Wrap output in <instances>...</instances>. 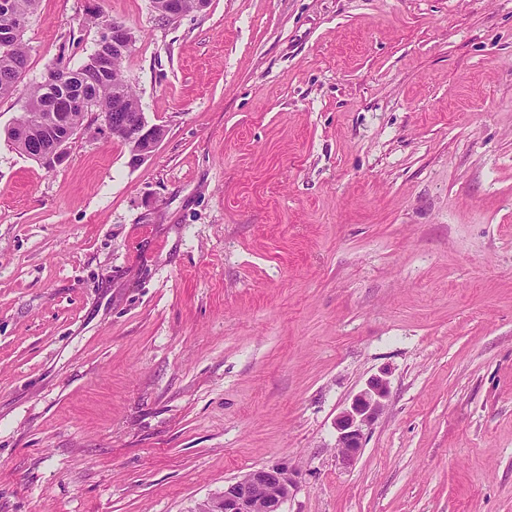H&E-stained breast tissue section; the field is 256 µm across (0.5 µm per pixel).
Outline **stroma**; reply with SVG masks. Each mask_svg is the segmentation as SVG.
<instances>
[{
    "instance_id": "35a3bbf8",
    "label": "stroma",
    "mask_w": 512,
    "mask_h": 512,
    "mask_svg": "<svg viewBox=\"0 0 512 512\" xmlns=\"http://www.w3.org/2000/svg\"><path fill=\"white\" fill-rule=\"evenodd\" d=\"M97 3L166 136L14 148L98 42L40 0L0 99V512H196L282 462L284 512H512V0ZM77 132L78 130L69 132L67 136L62 135L58 137L57 135L48 137L45 148L39 154L35 155L37 161L40 162V164L44 163V165L48 166L47 168H53L62 164L67 157L68 143ZM389 396V380L385 374L375 375L367 380L351 402L337 414L334 427L340 464L349 466L360 455L366 431L385 409Z\"/></svg>"
}]
</instances>
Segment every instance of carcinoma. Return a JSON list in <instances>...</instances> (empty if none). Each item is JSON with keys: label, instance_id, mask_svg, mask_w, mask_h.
Wrapping results in <instances>:
<instances>
[{"label": "carcinoma", "instance_id": "cac0c4a2", "mask_svg": "<svg viewBox=\"0 0 512 512\" xmlns=\"http://www.w3.org/2000/svg\"><path fill=\"white\" fill-rule=\"evenodd\" d=\"M37 5L38 0H0V98L12 94L29 66L24 33L14 32L13 20L30 18ZM55 69L59 81L51 86H31L23 115L7 131L8 139L27 156L33 152V141L55 132L65 134L83 128L88 116L112 109L115 97L119 99L120 111L131 117L140 111L119 67L84 65L74 70L60 61Z\"/></svg>", "mask_w": 512, "mask_h": 512}]
</instances>
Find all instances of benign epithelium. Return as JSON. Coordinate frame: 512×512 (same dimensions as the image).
<instances>
[{
	"mask_svg": "<svg viewBox=\"0 0 512 512\" xmlns=\"http://www.w3.org/2000/svg\"><path fill=\"white\" fill-rule=\"evenodd\" d=\"M133 35L122 22H112L107 41L112 43V67L124 61L126 47L132 45ZM105 128L120 130L130 143L129 164L137 166L150 157L165 136V129L151 124L145 114L129 124L117 113L101 112ZM76 132L51 136L45 148L36 155L37 161L55 167L67 157L68 143ZM390 396L386 376L375 375L356 393L351 402L336 416V449L340 464L351 465L363 450L366 431L385 409ZM295 486L292 471L286 464H272L250 470L244 476L224 484V491L216 498L215 512H283V504L292 495Z\"/></svg>",
	"mask_w": 512,
	"mask_h": 512,
	"instance_id": "benign-epithelium-1",
	"label": "benign epithelium"
}]
</instances>
